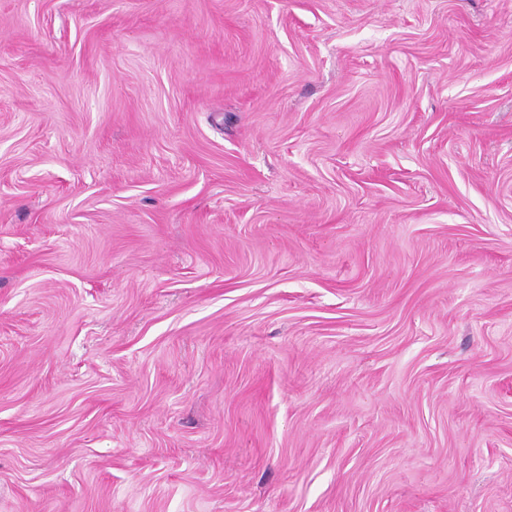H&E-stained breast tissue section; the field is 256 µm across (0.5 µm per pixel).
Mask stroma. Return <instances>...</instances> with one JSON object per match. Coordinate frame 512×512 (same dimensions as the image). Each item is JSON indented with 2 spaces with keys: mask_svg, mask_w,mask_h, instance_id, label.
Returning <instances> with one entry per match:
<instances>
[{
  "mask_svg": "<svg viewBox=\"0 0 512 512\" xmlns=\"http://www.w3.org/2000/svg\"><path fill=\"white\" fill-rule=\"evenodd\" d=\"M0 512H512V0H0Z\"/></svg>",
  "mask_w": 512,
  "mask_h": 512,
  "instance_id": "35a3bbf8",
  "label": "stroma"
}]
</instances>
